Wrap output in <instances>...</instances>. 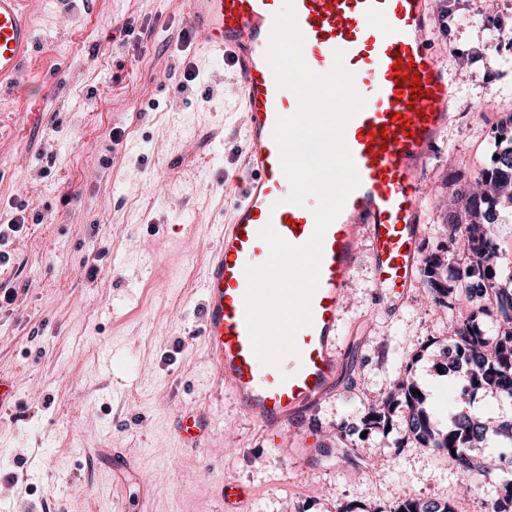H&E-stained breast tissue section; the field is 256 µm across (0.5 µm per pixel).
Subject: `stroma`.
I'll return each instance as SVG.
<instances>
[{"mask_svg":"<svg viewBox=\"0 0 512 512\" xmlns=\"http://www.w3.org/2000/svg\"><path fill=\"white\" fill-rule=\"evenodd\" d=\"M39 62L0 94V374L16 404L0 412V503L11 512H129L142 485L152 512H389L405 494L459 498L454 463L409 445L403 424L359 435L367 403L405 366L440 421L460 386L436 352L470 302L434 312L411 287L379 301L361 250L336 337L342 372L310 430L320 450L292 467L231 397L217 399L195 331L218 224L230 221L245 114L223 61L181 39L180 0H32ZM436 39L454 110L424 178L421 253H454L443 216L489 161L493 130L512 114V53L492 19L512 0H434ZM23 221L10 232L9 224ZM211 411L206 448L174 438L178 407ZM137 467L112 482V453Z\"/></svg>","mask_w":512,"mask_h":512,"instance_id":"obj_1","label":"stroma"}]
</instances>
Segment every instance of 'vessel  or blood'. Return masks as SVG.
Masks as SVG:
<instances>
[{"label":"vessel or blood","instance_id":"b4317fda","mask_svg":"<svg viewBox=\"0 0 512 512\" xmlns=\"http://www.w3.org/2000/svg\"><path fill=\"white\" fill-rule=\"evenodd\" d=\"M304 37L303 57L316 73L331 70L335 51L353 74L365 104L347 123L345 143L360 185L328 227L322 242L319 285L311 298L312 323L295 335L296 354L277 366L254 355L245 320L246 268L269 257L259 232L273 226L290 244L311 237L315 198L290 203L291 185L273 138L278 118L294 114L296 94L278 87L266 60L281 0H184L194 43L221 57L238 79L246 114V176L220 225L203 281L198 332L207 348L217 392L276 444H289L294 462L317 451L304 429L313 411L336 389L341 370L336 330L358 262L355 243H370L373 280L400 305L420 273L424 214L422 180L452 109L448 72L434 47L431 0H293ZM388 22L389 32L373 23ZM33 26L25 0H0V87L31 75ZM421 96L411 97V77ZM204 409H179L175 433L197 450L208 439Z\"/></svg>","mask_w":512,"mask_h":512}]
</instances>
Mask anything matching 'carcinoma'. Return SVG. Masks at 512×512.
Returning a JSON list of instances; mask_svg holds the SVG:
<instances>
[{
    "label": "carcinoma",
    "mask_w": 512,
    "mask_h": 512,
    "mask_svg": "<svg viewBox=\"0 0 512 512\" xmlns=\"http://www.w3.org/2000/svg\"><path fill=\"white\" fill-rule=\"evenodd\" d=\"M495 134L497 159L480 174L486 191L468 195L463 209L448 211V236L462 239L468 250L463 272L468 282L462 289L466 298L487 294L490 305L464 317L451 344L435 343L436 352L448 359V369L462 366V394L483 390L499 401L512 405V263L499 260L492 242L498 205L512 204V114L500 121ZM422 279L435 306L447 308L456 294L448 284V254L432 252L422 258ZM419 383L410 373L379 400L365 406L366 430H385L395 413L402 412L408 439L454 461L460 474L469 481V492L482 496L492 485L500 496L483 500L484 512H512V420L491 428L487 421L470 411L455 409L448 427L434 425L426 397L418 396ZM484 450L496 455L498 465L491 472L474 466L473 454ZM393 512H454L450 503L407 494Z\"/></svg>",
    "instance_id": "1"
}]
</instances>
